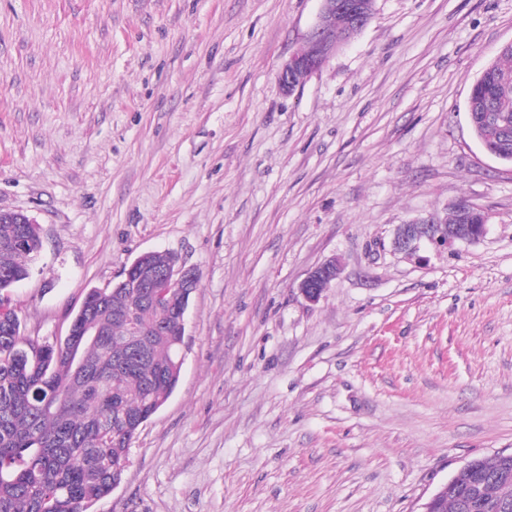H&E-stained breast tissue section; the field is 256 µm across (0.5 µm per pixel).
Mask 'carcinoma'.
Instances as JSON below:
<instances>
[{
    "instance_id": "carcinoma-1",
    "label": "carcinoma",
    "mask_w": 512,
    "mask_h": 512,
    "mask_svg": "<svg viewBox=\"0 0 512 512\" xmlns=\"http://www.w3.org/2000/svg\"><path fill=\"white\" fill-rule=\"evenodd\" d=\"M468 112L481 144L512 164V45L473 83ZM41 248L37 225L0 220V301ZM180 304L172 295L157 335L130 337L119 314L136 299L92 288L55 343L0 315V512H90L112 493L140 428L178 384ZM434 512H512V452L465 464Z\"/></svg>"
}]
</instances>
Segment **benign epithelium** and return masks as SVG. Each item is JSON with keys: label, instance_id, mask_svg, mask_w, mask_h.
Returning a JSON list of instances; mask_svg holds the SVG:
<instances>
[{"label": "benign epithelium", "instance_id": "benign-epithelium-1", "mask_svg": "<svg viewBox=\"0 0 512 512\" xmlns=\"http://www.w3.org/2000/svg\"><path fill=\"white\" fill-rule=\"evenodd\" d=\"M348 10L351 36L360 32L357 22L362 5L356 0L340 4L336 0H321L317 21L305 37L304 46L294 52L282 65L278 78L282 87L292 91L301 77L308 76L336 53V27L328 24V18L336 15V7ZM487 232V224H450L448 216L429 214L425 217L397 225L391 245L393 251L412 257L425 245L444 248L455 242H473ZM152 253L137 257L118 280V286L127 290L146 289L144 303L163 309L168 297L176 291L183 300H190L198 288L196 273L173 260L162 270L151 262ZM339 273L337 260L331 259L308 273L298 286L303 298L310 302L319 300L322 293Z\"/></svg>", "mask_w": 512, "mask_h": 512}]
</instances>
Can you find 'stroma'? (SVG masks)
Segmentation results:
<instances>
[{"label": "stroma", "mask_w": 512, "mask_h": 512, "mask_svg": "<svg viewBox=\"0 0 512 512\" xmlns=\"http://www.w3.org/2000/svg\"><path fill=\"white\" fill-rule=\"evenodd\" d=\"M320 7L0 0V210L44 243L22 336L63 339L145 252L199 279L178 385L93 512H421L512 451V165L467 113L512 0H375L286 91ZM461 199L484 237L393 251ZM339 273L337 260L331 259L308 273L298 286L303 298L310 302L319 300L322 293Z\"/></svg>", "instance_id": "obj_1"}]
</instances>
